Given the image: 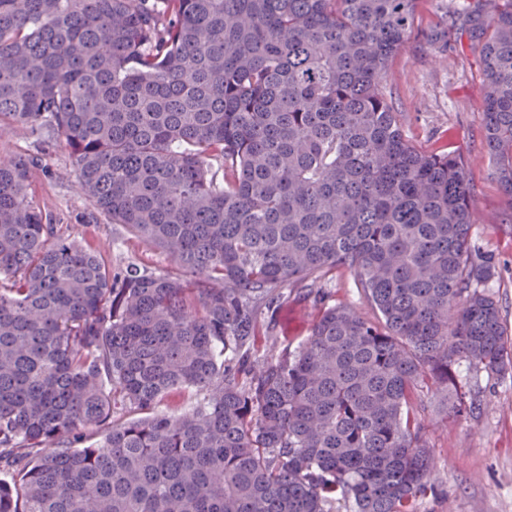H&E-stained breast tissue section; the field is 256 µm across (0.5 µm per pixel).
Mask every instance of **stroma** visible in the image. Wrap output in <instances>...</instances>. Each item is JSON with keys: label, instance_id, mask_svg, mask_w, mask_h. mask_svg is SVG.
I'll return each mask as SVG.
<instances>
[{"label": "stroma", "instance_id": "stroma-1", "mask_svg": "<svg viewBox=\"0 0 512 512\" xmlns=\"http://www.w3.org/2000/svg\"><path fill=\"white\" fill-rule=\"evenodd\" d=\"M454 3L423 0L405 51L389 64L383 91L415 149L453 152L463 158L477 217L472 236L496 256L499 274L492 293L512 335V203L492 175L484 145L483 77L468 44L441 53L428 39L444 9ZM18 156L35 157L30 197L51 215L59 236L85 242L113 272L134 264L157 274L182 275L176 261L125 225L94 216L61 137L53 135L43 143L29 129L0 127V159ZM315 287L324 305L343 302L363 318L375 320V310L349 270L333 271L317 280ZM306 292L303 286L284 289L282 299L262 307L258 318L261 340L255 355H262L271 340L291 349L304 342L318 314ZM458 381L463 391L481 394L492 405L453 424L437 412H428L426 440L436 466L433 489L419 501L417 512H512V373L493 376L465 362Z\"/></svg>", "mask_w": 512, "mask_h": 512}]
</instances>
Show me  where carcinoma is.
I'll list each match as a JSON object with an SVG mask.
<instances>
[{
    "instance_id": "carcinoma-1",
    "label": "carcinoma",
    "mask_w": 512,
    "mask_h": 512,
    "mask_svg": "<svg viewBox=\"0 0 512 512\" xmlns=\"http://www.w3.org/2000/svg\"><path fill=\"white\" fill-rule=\"evenodd\" d=\"M418 2L0 0V124L63 137L95 213L193 277L112 274L33 205V161L0 160V512H414L435 466L418 391L453 423L482 402L461 361L512 368L466 171L382 93ZM462 37L512 202V0L431 30ZM339 268L378 321L338 302L294 350L224 358L257 343L262 300Z\"/></svg>"
}]
</instances>
